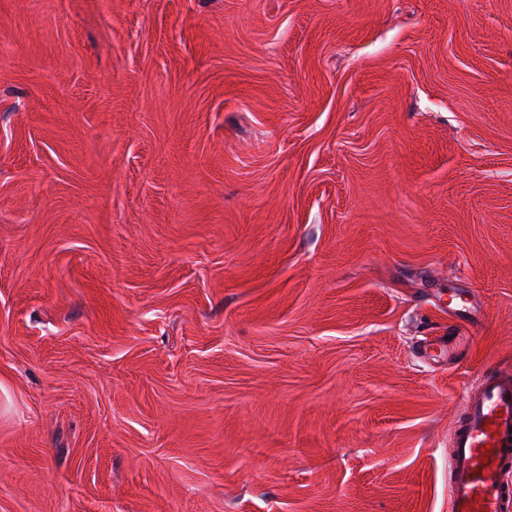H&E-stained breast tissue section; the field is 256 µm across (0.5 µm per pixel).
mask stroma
I'll return each instance as SVG.
<instances>
[{
    "label": "stroma",
    "mask_w": 512,
    "mask_h": 512,
    "mask_svg": "<svg viewBox=\"0 0 512 512\" xmlns=\"http://www.w3.org/2000/svg\"><path fill=\"white\" fill-rule=\"evenodd\" d=\"M496 373L512 0H0V512H449Z\"/></svg>",
    "instance_id": "obj_1"
}]
</instances>
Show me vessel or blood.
Masks as SVG:
<instances>
[{"label":"vessel or blood","instance_id":"vessel-or-blood-1","mask_svg":"<svg viewBox=\"0 0 512 512\" xmlns=\"http://www.w3.org/2000/svg\"><path fill=\"white\" fill-rule=\"evenodd\" d=\"M512 374L486 377L466 397L450 456L451 512H504L512 485Z\"/></svg>","mask_w":512,"mask_h":512}]
</instances>
